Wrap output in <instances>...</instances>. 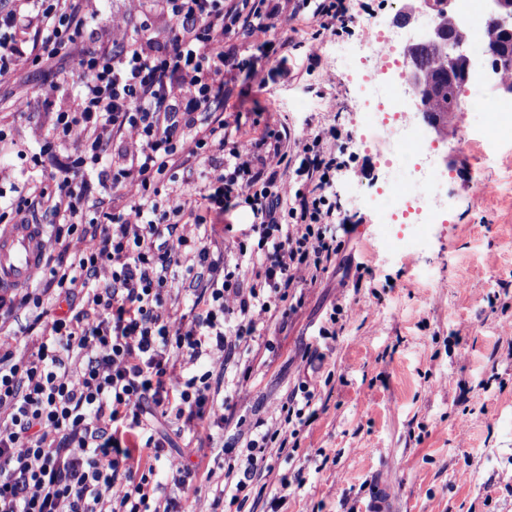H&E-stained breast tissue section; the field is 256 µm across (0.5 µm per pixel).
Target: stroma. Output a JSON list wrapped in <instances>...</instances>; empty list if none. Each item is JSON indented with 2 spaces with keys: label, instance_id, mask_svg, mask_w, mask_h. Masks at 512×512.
<instances>
[{
  "label": "stroma",
  "instance_id": "35a3bbf8",
  "mask_svg": "<svg viewBox=\"0 0 512 512\" xmlns=\"http://www.w3.org/2000/svg\"><path fill=\"white\" fill-rule=\"evenodd\" d=\"M419 0H355L351 31L325 38L321 62L308 48L279 47L259 53L249 40L232 43L238 58L254 63L257 79L244 93H231L224 113L241 115V130H301L306 117L349 132L347 163L336 182L344 248L336 265L306 286L303 303L286 320L259 326V335L237 355L251 366L243 388L223 387L235 417L213 440L182 456L183 439L157 464L168 473L193 462L205 477L222 448L246 443L236 418L274 423L275 409L303 381L317 385L318 414L305 427L293 459L275 460L276 470L302 469L304 488L277 512H360L363 489L374 482L391 491L398 512H512V137L484 141L472 112L454 113L457 135L432 151L433 182L424 194L416 170L386 171L359 136L372 118L353 95L349 76L380 57L365 41L372 20L385 22L402 41L399 21L419 9ZM103 14L83 32L97 47L133 34L141 0H103ZM27 91L30 107L11 111L14 93ZM70 84L51 86L42 65L19 62L0 83V187L25 190L29 181H50L56 160L34 165L53 113L69 109ZM336 107L326 111V99ZM394 181L423 192L429 211L452 209L451 220L432 224L423 244L393 252L388 228L370 210L376 187ZM337 304L354 315L335 341L318 336ZM327 347L324 360L308 349Z\"/></svg>",
  "mask_w": 512,
  "mask_h": 512
}]
</instances>
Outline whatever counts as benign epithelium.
<instances>
[{
  "label": "benign epithelium",
  "instance_id": "7a95c632",
  "mask_svg": "<svg viewBox=\"0 0 512 512\" xmlns=\"http://www.w3.org/2000/svg\"><path fill=\"white\" fill-rule=\"evenodd\" d=\"M423 3L429 9L430 23L404 45L403 56L410 68L409 86L414 93L416 111L423 114L426 124L434 130L437 123L429 117L425 105V98L432 92V87L425 81L424 69L416 50L430 48L446 57L450 77L460 74L467 79L475 73L490 77L492 72L488 61L490 52L486 51L483 57L476 58L463 49L466 36L462 20L455 19L454 27L448 28V17L455 15L454 0H423ZM488 19L496 28L511 35L512 0H489Z\"/></svg>",
  "mask_w": 512,
  "mask_h": 512
}]
</instances>
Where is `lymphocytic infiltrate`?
<instances>
[{
	"label": "lymphocytic infiltrate",
	"instance_id": "lymphocytic-infiltrate-1",
	"mask_svg": "<svg viewBox=\"0 0 512 512\" xmlns=\"http://www.w3.org/2000/svg\"><path fill=\"white\" fill-rule=\"evenodd\" d=\"M0 7V79L20 61L53 65L77 57L70 109L55 113L33 163L73 144L54 185L35 182L5 203L13 217H50L55 261L41 287L0 296V319L32 307L21 329L0 333V512H183L164 482L190 486L182 468L160 478L156 464L173 436L218 426L215 396L224 383L217 355L250 344L258 326L295 312L300 286L316 283L335 264L336 179L345 138L337 127L308 125L242 136L239 119L218 114L231 71L252 73L227 38L260 46H305L297 27L278 35L283 14L310 10L319 35L346 32L351 0H143L134 36L89 48L80 36L85 0H11ZM166 15L169 44L150 34L153 9ZM135 149H127V141ZM115 145L121 165L101 163ZM218 152L224 168L194 193L183 158ZM96 181L81 179L86 169ZM300 180L283 181L286 169ZM138 190L129 211L89 218L95 189ZM249 200L254 222L237 242L235 263L214 257L205 241L223 232L225 216ZM194 225L197 244L180 235ZM85 248L69 256L68 240ZM109 282H100L101 268ZM200 282L189 312L163 316L175 268ZM82 305H75V298ZM33 346L27 360L16 351ZM202 363L180 377L174 356ZM316 387L302 383L279 407L280 422L255 429L245 461L209 469L217 484L212 512L245 508L249 483L273 473L270 452L293 455L315 417Z\"/></svg>",
	"mask_w": 512,
	"mask_h": 512
}]
</instances>
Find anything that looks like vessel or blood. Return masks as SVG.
I'll list each match as a JSON object with an SVG mask.
<instances>
[{
	"mask_svg": "<svg viewBox=\"0 0 512 512\" xmlns=\"http://www.w3.org/2000/svg\"><path fill=\"white\" fill-rule=\"evenodd\" d=\"M44 245L41 226L25 219L0 229V294L30 284L42 266Z\"/></svg>",
	"mask_w": 512,
	"mask_h": 512,
	"instance_id": "obj_1",
	"label": "vessel or blood"
}]
</instances>
